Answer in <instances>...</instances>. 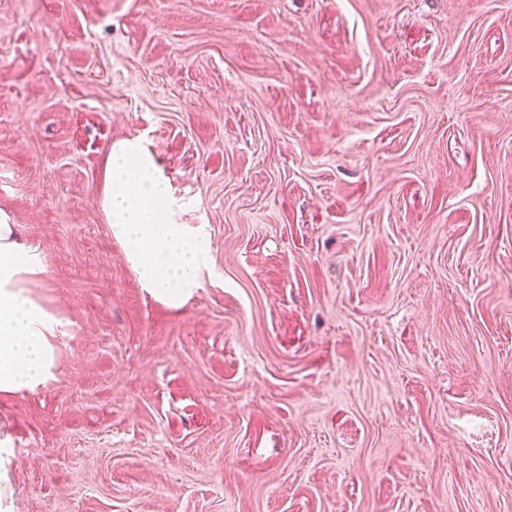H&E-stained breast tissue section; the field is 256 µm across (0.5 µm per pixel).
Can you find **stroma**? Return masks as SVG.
<instances>
[{"label":"stroma","instance_id":"stroma-1","mask_svg":"<svg viewBox=\"0 0 512 512\" xmlns=\"http://www.w3.org/2000/svg\"><path fill=\"white\" fill-rule=\"evenodd\" d=\"M125 139L210 227L177 309ZM0 219L72 323L5 512H512V0H0Z\"/></svg>","mask_w":512,"mask_h":512}]
</instances>
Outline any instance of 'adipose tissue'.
<instances>
[{
  "label": "adipose tissue",
  "mask_w": 512,
  "mask_h": 512,
  "mask_svg": "<svg viewBox=\"0 0 512 512\" xmlns=\"http://www.w3.org/2000/svg\"><path fill=\"white\" fill-rule=\"evenodd\" d=\"M46 269L15 225L0 221V394L45 388L54 379L56 341L70 323L46 307L33 287Z\"/></svg>",
  "instance_id": "obj_1"
}]
</instances>
